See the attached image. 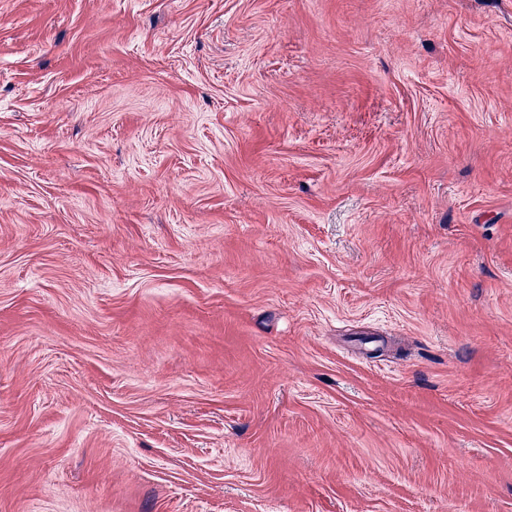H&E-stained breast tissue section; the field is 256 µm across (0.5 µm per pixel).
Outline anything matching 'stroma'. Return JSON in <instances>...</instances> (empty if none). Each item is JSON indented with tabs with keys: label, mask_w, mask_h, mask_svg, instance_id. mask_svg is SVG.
<instances>
[{
	"label": "stroma",
	"mask_w": 512,
	"mask_h": 512,
	"mask_svg": "<svg viewBox=\"0 0 512 512\" xmlns=\"http://www.w3.org/2000/svg\"><path fill=\"white\" fill-rule=\"evenodd\" d=\"M0 512H512V0H0Z\"/></svg>",
	"instance_id": "1"
}]
</instances>
